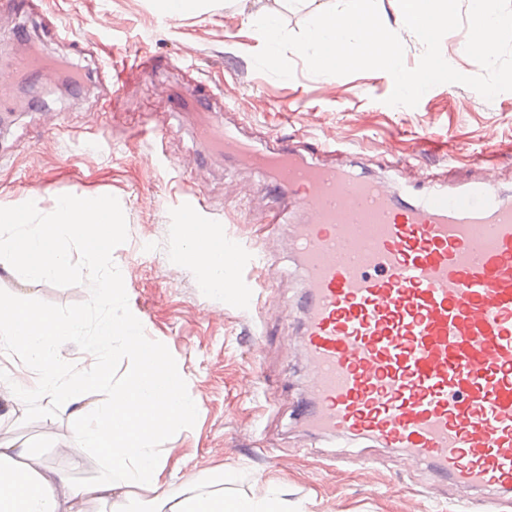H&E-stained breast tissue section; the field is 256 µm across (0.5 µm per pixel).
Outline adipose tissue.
<instances>
[{
	"label": "adipose tissue",
	"mask_w": 512,
	"mask_h": 512,
	"mask_svg": "<svg viewBox=\"0 0 512 512\" xmlns=\"http://www.w3.org/2000/svg\"><path fill=\"white\" fill-rule=\"evenodd\" d=\"M187 247L210 285L223 287V238L193 230ZM65 336L85 341L90 362L80 372L59 358ZM119 345L135 365L115 380L103 364ZM3 354L17 356L24 373L0 367V406L13 407L23 394L62 399L71 434L59 442L69 462L65 472L46 470L32 449L0 441V512H89L93 504L107 512H288L272 492L260 498L226 495L220 475L179 496L168 493L164 466L151 443L172 423L194 419L198 407L163 353L128 318H104L89 332L83 317L63 321L44 308L0 295ZM100 389L107 390V402H91L90 393ZM87 449L114 463L116 478L74 481Z\"/></svg>",
	"instance_id": "ef3b65f1"
}]
</instances>
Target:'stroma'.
I'll return each instance as SVG.
<instances>
[{
  "mask_svg": "<svg viewBox=\"0 0 512 512\" xmlns=\"http://www.w3.org/2000/svg\"><path fill=\"white\" fill-rule=\"evenodd\" d=\"M272 10L294 33L308 16L280 0L219 2L167 22L155 0H0V65L16 58L26 35L85 75L71 94L54 85L14 86V96L31 102L13 106L0 126V206L32 201L48 214L64 194L119 200L128 239L112 258L129 307L146 336L168 347L199 407L193 421L174 424L155 443L170 494L222 470L232 476L225 493L259 497L272 489L290 512H479L474 499L434 487L425 467L392 449L317 438L302 425L298 407L309 374L297 341L299 264L287 225L269 236L253 221L283 203L268 189V172L214 154L197 139L200 118L177 90L207 94L208 112L231 108L230 122L259 146L299 147L337 132L363 172L381 175L391 164L406 182L422 168L440 179L461 177L486 158L507 194L512 91L488 101L467 86L440 84L416 107H392L389 74L316 76L294 52L293 78L278 79L252 60L263 43L249 19ZM146 124L161 136L136 137ZM196 196L205 203L200 220L256 246L284 273L263 295L262 312L206 287L202 268L185 256L176 220ZM0 289L61 306L88 298L87 285L25 284L1 269ZM17 406L26 415L0 420V440L34 448L49 469L66 468L54 445L69 432L67 413L36 396ZM339 455L342 465L333 466Z\"/></svg>",
  "mask_w": 512,
  "mask_h": 512,
  "instance_id": "1",
  "label": "stroma"
}]
</instances>
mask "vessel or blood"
I'll use <instances>...</instances> for the list:
<instances>
[{
    "instance_id": "vessel-or-blood-1",
    "label": "vessel or blood",
    "mask_w": 512,
    "mask_h": 512,
    "mask_svg": "<svg viewBox=\"0 0 512 512\" xmlns=\"http://www.w3.org/2000/svg\"><path fill=\"white\" fill-rule=\"evenodd\" d=\"M20 70L56 73L31 56L1 69V110ZM197 137L267 169L301 217L289 245L304 283L307 430L395 449L500 512L512 494V201L494 169L425 173L405 189L357 172L334 141L317 142L329 164L255 150L214 118Z\"/></svg>"
}]
</instances>
